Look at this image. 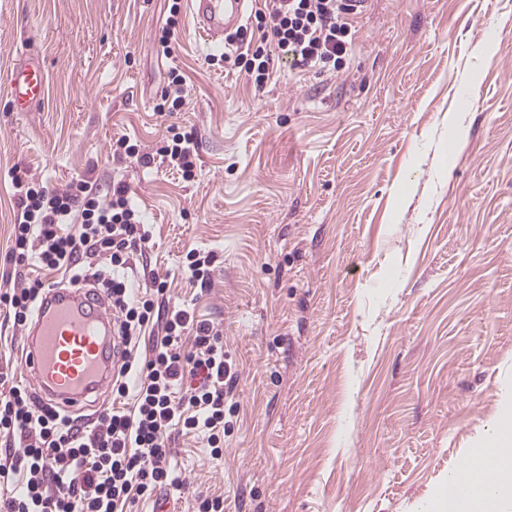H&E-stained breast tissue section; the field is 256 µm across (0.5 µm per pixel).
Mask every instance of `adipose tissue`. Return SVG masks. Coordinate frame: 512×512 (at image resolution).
I'll list each match as a JSON object with an SVG mask.
<instances>
[{
	"label": "adipose tissue",
	"mask_w": 512,
	"mask_h": 512,
	"mask_svg": "<svg viewBox=\"0 0 512 512\" xmlns=\"http://www.w3.org/2000/svg\"><path fill=\"white\" fill-rule=\"evenodd\" d=\"M492 460L494 477L483 463ZM420 512H512V399L487 426L471 459L450 471Z\"/></svg>",
	"instance_id": "adipose-tissue-1"
}]
</instances>
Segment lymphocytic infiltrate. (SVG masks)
<instances>
[{
    "mask_svg": "<svg viewBox=\"0 0 512 512\" xmlns=\"http://www.w3.org/2000/svg\"><path fill=\"white\" fill-rule=\"evenodd\" d=\"M349 0H257L249 28L224 40V64L255 88L275 76L268 45L291 57L298 72L319 75L344 68L357 33ZM146 163L191 177L198 158L192 133L161 141ZM19 212L10 235L9 259L47 272H69L70 284L94 282L112 305L116 358L112 406L90 424L61 415L27 389L0 375V437L24 440L22 454L0 461V512H125L136 498L179 486L165 440L172 429L205 435L213 455L224 451V385L232 380L224 339L184 308L162 313L166 282L134 290L125 275L149 230L126 185L101 202L88 181L62 191L34 186L13 170ZM78 222L77 232L65 224ZM46 285L15 281L0 289V307L14 325L31 322ZM164 315V336L141 359V333Z\"/></svg>",
    "mask_w": 512,
    "mask_h": 512,
    "instance_id": "obj_1",
    "label": "lymphocytic infiltrate"
}]
</instances>
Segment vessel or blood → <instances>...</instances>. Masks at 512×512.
<instances>
[{"label":"vessel or blood","mask_w":512,"mask_h":512,"mask_svg":"<svg viewBox=\"0 0 512 512\" xmlns=\"http://www.w3.org/2000/svg\"><path fill=\"white\" fill-rule=\"evenodd\" d=\"M250 0H189L193 26L205 48H219L242 26ZM45 74L37 59L7 76L15 105L27 110L44 96ZM24 366L39 399L81 411L89 397L112 380V315L102 300L82 288L50 290L27 334Z\"/></svg>","instance_id":"b4317fda"}]
</instances>
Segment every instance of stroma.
Segmentation results:
<instances>
[{"label":"stroma","instance_id":"35a3bbf8","mask_svg":"<svg viewBox=\"0 0 512 512\" xmlns=\"http://www.w3.org/2000/svg\"><path fill=\"white\" fill-rule=\"evenodd\" d=\"M165 0H0V80L28 53L45 101L0 87V285L11 171L47 190L128 186L151 231L129 277L218 326L235 379L224 454L172 433V512H415L512 393V0H368L346 67L224 71ZM186 103L156 105L172 67ZM194 134L193 177L112 156ZM216 261L203 288L188 251ZM0 311V372L31 387ZM169 15L166 19L165 25L162 27L158 44L162 54L168 57L172 54V39L176 28L179 26V18L181 13L180 1L168 0Z\"/></svg>","mask_w":512,"mask_h":512}]
</instances>
